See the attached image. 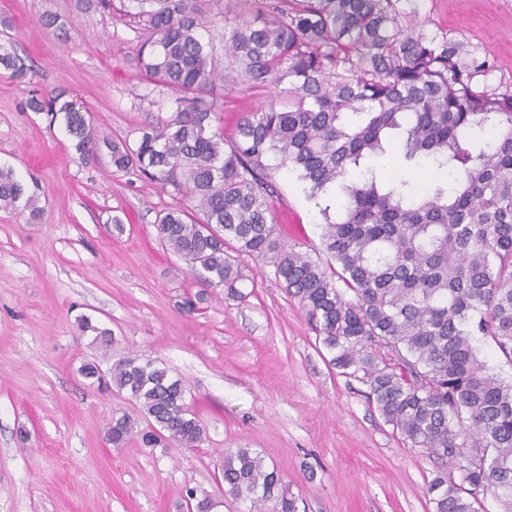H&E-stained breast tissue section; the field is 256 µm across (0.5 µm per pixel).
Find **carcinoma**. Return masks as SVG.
<instances>
[{"label":"carcinoma","instance_id":"cac0c4a2","mask_svg":"<svg viewBox=\"0 0 512 512\" xmlns=\"http://www.w3.org/2000/svg\"><path fill=\"white\" fill-rule=\"evenodd\" d=\"M147 38L138 67L174 94L171 112L143 126L135 144L105 143L114 171L137 170L195 203L159 216L160 239L210 292L243 299L241 255L266 261L322 334L329 364L364 383L369 403L409 447L437 463L426 495L432 512H482L492 496L512 512V378L489 365L491 342L512 366V84L471 44L427 32L417 0H237L212 37L213 0H127ZM224 50V69L216 64ZM0 69L22 80L23 57L0 43ZM259 91L287 84V104L246 112L235 134L213 125L212 83ZM27 107L60 121L81 156L95 155L94 128L59 93ZM402 163L426 162L452 183L387 177L374 162L391 138ZM287 167L314 198L338 190L335 215L321 210L323 263L285 245L274 224L270 172ZM37 191L0 167V209L40 216ZM105 347L112 332L81 319ZM110 380L148 422L143 445L189 448L204 428L186 386L136 356ZM134 432L125 414L107 435ZM224 494L258 510L297 512L275 468L251 448H227ZM193 512L217 502L187 492Z\"/></svg>","mask_w":512,"mask_h":512}]
</instances>
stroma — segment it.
<instances>
[{
	"label": "stroma",
	"mask_w": 512,
	"mask_h": 512,
	"mask_svg": "<svg viewBox=\"0 0 512 512\" xmlns=\"http://www.w3.org/2000/svg\"><path fill=\"white\" fill-rule=\"evenodd\" d=\"M123 0L111 10L86 0H0V19L31 71L0 70V167L37 181L43 214L0 210V512H183L186 489L219 500L218 512H250L224 495V451L250 448L277 467L297 512H431L435 464L408 448L367 399L363 383L338 374L297 298L271 264L241 256L252 293L218 294L181 309L199 286L158 237L157 214L183 204L172 188L106 158L81 157L61 123L27 109L31 97L65 92L90 114L99 137L136 142L145 123L170 113L171 93L137 68L140 45ZM427 31H445L493 58L512 83V0H420ZM58 16L45 27L43 15ZM217 123L232 134L268 93L216 85ZM282 242L321 248L320 209L288 168L274 170ZM121 217L123 232L113 229ZM110 329L104 348L81 334V317ZM130 355L187 385L204 426L199 447H121L112 417L139 418L112 384L84 378Z\"/></svg>",
	"instance_id": "1"
}]
</instances>
